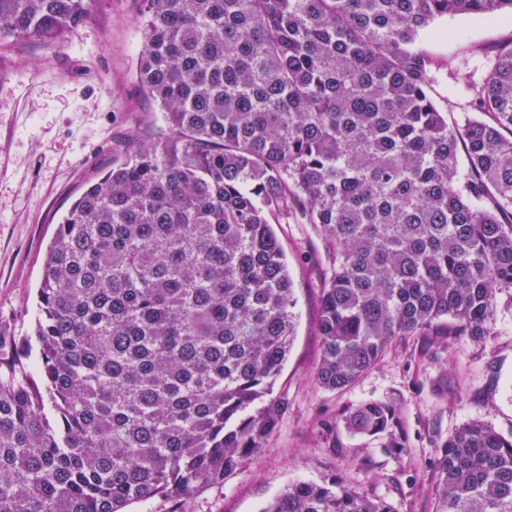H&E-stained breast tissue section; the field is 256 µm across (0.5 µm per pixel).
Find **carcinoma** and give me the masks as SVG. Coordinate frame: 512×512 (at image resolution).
<instances>
[{
  "instance_id": "obj_1",
  "label": "carcinoma",
  "mask_w": 512,
  "mask_h": 512,
  "mask_svg": "<svg viewBox=\"0 0 512 512\" xmlns=\"http://www.w3.org/2000/svg\"><path fill=\"white\" fill-rule=\"evenodd\" d=\"M99 0H0V39L56 42ZM140 87L166 138L132 144L75 199L46 255L37 386L0 336V512L184 503L261 450L295 334L274 224H311L332 265L317 381L342 390L439 322L492 335L512 302V38L478 113L448 122L420 41L512 0H140ZM383 402L345 419L376 435ZM436 512H512V435L473 421L439 450ZM262 512H392L332 478Z\"/></svg>"
}]
</instances>
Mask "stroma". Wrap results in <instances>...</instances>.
I'll return each instance as SVG.
<instances>
[{
    "instance_id": "35a3bbf8",
    "label": "stroma",
    "mask_w": 512,
    "mask_h": 512,
    "mask_svg": "<svg viewBox=\"0 0 512 512\" xmlns=\"http://www.w3.org/2000/svg\"><path fill=\"white\" fill-rule=\"evenodd\" d=\"M511 37L512 24L467 15L440 18L424 35L439 75L433 97L449 121L471 114L457 67L481 80L492 45ZM143 44L138 0H100L78 32L54 44L0 41V335L15 337L28 364L36 362L26 344L36 290L61 216L129 142L149 145L166 132L136 78ZM274 231L295 284L296 335L274 384L288 406L265 447L196 493L188 512H260L292 483L332 477L392 512H435L448 438L473 420L512 434V306H501L486 341L443 326L403 336L358 380L331 391L316 380L329 265L322 238L310 224ZM369 402L391 404L393 425L351 433L346 416Z\"/></svg>"
}]
</instances>
